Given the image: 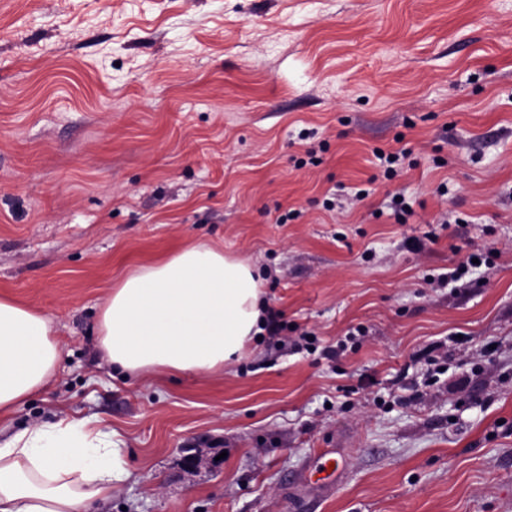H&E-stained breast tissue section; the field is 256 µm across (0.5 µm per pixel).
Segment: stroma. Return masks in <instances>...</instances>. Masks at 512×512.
I'll list each match as a JSON object with an SVG mask.
<instances>
[{"label": "stroma", "mask_w": 512, "mask_h": 512, "mask_svg": "<svg viewBox=\"0 0 512 512\" xmlns=\"http://www.w3.org/2000/svg\"><path fill=\"white\" fill-rule=\"evenodd\" d=\"M192 243L259 266L286 328L126 378L107 291ZM1 295L61 348L13 428L117 434L96 512H512V0H0ZM484 254L485 253L480 251L470 253L465 261L460 262L455 268L450 269L448 271V275L442 274L438 277L437 282L439 286L445 287L452 285L451 292L456 291L458 288H467L468 283H462L461 285H459L458 283L461 282L463 278H465V276L469 273L472 267H477L481 265L484 261H486V259L483 258ZM473 258H477L478 263H473Z\"/></svg>", "instance_id": "obj_1"}]
</instances>
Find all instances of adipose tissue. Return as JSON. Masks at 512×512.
<instances>
[{
	"label": "adipose tissue",
	"mask_w": 512,
	"mask_h": 512,
	"mask_svg": "<svg viewBox=\"0 0 512 512\" xmlns=\"http://www.w3.org/2000/svg\"><path fill=\"white\" fill-rule=\"evenodd\" d=\"M262 274L205 244L140 264L110 288L98 319L109 363L139 378L211 377L261 334ZM49 318L0 296V512H89L129 472L110 434L71 419L12 430L16 408L54 380Z\"/></svg>",
	"instance_id": "adipose-tissue-1"
}]
</instances>
